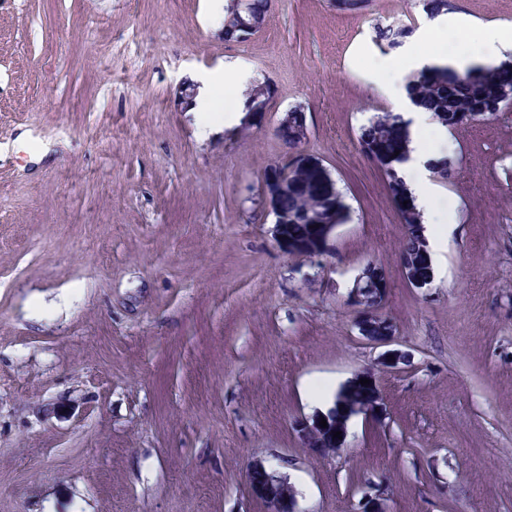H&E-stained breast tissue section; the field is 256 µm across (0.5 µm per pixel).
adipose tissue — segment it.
Segmentation results:
<instances>
[{
    "mask_svg": "<svg viewBox=\"0 0 512 512\" xmlns=\"http://www.w3.org/2000/svg\"><path fill=\"white\" fill-rule=\"evenodd\" d=\"M467 21L459 15L437 14L428 26L412 37L397 54L387 56L376 64L368 80L385 94L396 113L409 123L410 159L399 167V172L415 198V204L427 226L425 236L430 248L441 249L451 226L438 214L434 200L438 187L424 174L425 162L434 148L444 147L448 141L446 126L432 121L429 113L414 107L401 90L397 78L401 73L430 67H448L463 73L479 66L498 65L504 52L512 50V24L489 22L484 26L478 47L468 52L449 50L443 39L449 28H461Z\"/></svg>",
    "mask_w": 512,
    "mask_h": 512,
    "instance_id": "1",
    "label": "adipose tissue"
}]
</instances>
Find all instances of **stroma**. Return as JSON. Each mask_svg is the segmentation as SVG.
<instances>
[{"label":"stroma","instance_id":"1","mask_svg":"<svg viewBox=\"0 0 512 512\" xmlns=\"http://www.w3.org/2000/svg\"><path fill=\"white\" fill-rule=\"evenodd\" d=\"M243 43L209 0H0V512H264L261 459L301 512H512V110L449 130L436 209L457 227L414 289L404 228L359 128L391 111L365 72L376 31L420 30V0H271ZM240 63L273 109L201 138L185 78ZM302 107L298 151L349 207L329 255L273 243L265 170ZM41 162L31 157L39 148ZM382 267L413 354L377 367L348 293ZM375 367L387 418L308 453L294 418ZM295 112H304V110L300 107H295L293 109L288 110V112L284 113V114H286V118L282 121H279L275 128V133H276L277 138L285 146H287L286 143H284V141L280 138V136L282 134L283 126H288V143L300 141L297 144V146H298L299 144L302 143L303 138H304V134H302L301 130H300L301 124H300L299 118H298L299 113H295ZM303 123H305V125H306L305 132L307 135L308 125H307V116H306L305 112H304V116H303Z\"/></svg>","mask_w":512,"mask_h":512}]
</instances>
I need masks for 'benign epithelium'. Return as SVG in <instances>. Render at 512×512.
Instances as JSON below:
<instances>
[{"label": "benign epithelium", "instance_id": "benign-epithelium-1", "mask_svg": "<svg viewBox=\"0 0 512 512\" xmlns=\"http://www.w3.org/2000/svg\"><path fill=\"white\" fill-rule=\"evenodd\" d=\"M198 84L184 80L176 90L177 101L182 106H188L196 97ZM313 161L299 155L278 163L267 170L264 176V189L269 195L271 212L274 223L270 228L272 240L283 253H288V240L281 233V225L288 223V216L279 206L280 197L285 190L284 169L296 166L311 165ZM386 273L374 265L366 266L357 277L355 286L350 292L349 300L355 311L354 326L361 340L372 349H380V360L383 367L390 370H399L411 363V353L400 348L396 326L391 325L381 332L371 331L372 322L383 317L387 289ZM373 402L363 415L373 420L386 419L387 410L382 390L377 380H372ZM331 424L336 422V412H318L310 418H295L291 422V429L301 444L308 451L318 457L331 455L328 448H313L309 442V433L319 427L321 420ZM246 479L251 495L260 501L265 512H301L298 501L285 476H281L272 465L263 460L253 461L246 469ZM361 512H387L385 492L381 489L365 496L361 504Z\"/></svg>", "mask_w": 512, "mask_h": 512}]
</instances>
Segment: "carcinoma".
<instances>
[{
	"mask_svg": "<svg viewBox=\"0 0 512 512\" xmlns=\"http://www.w3.org/2000/svg\"><path fill=\"white\" fill-rule=\"evenodd\" d=\"M269 12L270 0H229L224 8V41L240 42L246 34L245 27L262 24L269 18ZM407 34L405 29L385 27L377 31L376 38L393 49L402 44ZM405 89L412 105L431 113L434 120L446 127H457L465 118L478 121L512 107V61L464 76L446 68L421 71L407 82ZM300 111V107L288 110L290 142H301L304 138L298 118ZM358 142L365 157L384 174L387 195L404 225L399 258L407 263L414 277L430 278L433 267L421 234L422 216L398 171V166L409 158L408 123L394 112L376 113L360 127ZM285 179L288 195L282 204L288 211V223L282 226V233L295 244L288 256L304 262L314 254L319 233L316 225L344 223L348 206L330 172L323 167L294 168ZM371 401L372 393L366 385L357 384L336 394V403L351 413Z\"/></svg>",
	"mask_w": 512,
	"mask_h": 512,
	"instance_id": "1",
	"label": "carcinoma"
}]
</instances>
